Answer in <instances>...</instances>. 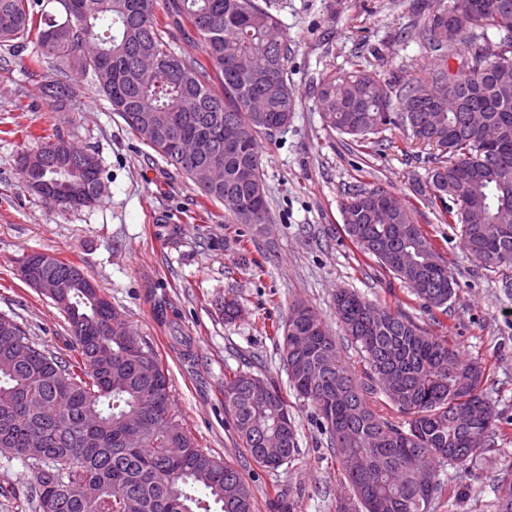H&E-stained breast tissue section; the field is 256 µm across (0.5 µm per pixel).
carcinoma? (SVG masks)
Masks as SVG:
<instances>
[{
    "instance_id": "cac0c4a2",
    "label": "carcinoma",
    "mask_w": 512,
    "mask_h": 512,
    "mask_svg": "<svg viewBox=\"0 0 512 512\" xmlns=\"http://www.w3.org/2000/svg\"><path fill=\"white\" fill-rule=\"evenodd\" d=\"M419 26L420 43L438 61L427 76L385 82L361 62L323 77L316 88L326 126L355 141L390 124H401L412 140L431 144L430 128L441 117L447 140L443 169L454 185L459 209H447L448 223L462 224V249L489 270L512 267V225L496 223L501 207L512 206V69L474 85L475 75L505 54L512 58V0H448ZM70 9L61 18L43 0H0V49L14 51L36 38L39 65L61 76L74 70L93 81L125 125L138 115L160 135L175 129L206 144L201 160L224 169V185L201 190L224 205L234 224L256 223V211L270 219L258 139L288 126L297 95L288 79V41L277 52L267 36L279 30L270 0H163V13L203 43L204 58L173 52L163 40L157 0H58ZM461 55L472 75L448 102V58ZM251 59L240 73L233 65ZM51 99L70 98L73 87L52 81L41 87ZM480 109L495 128L492 148L470 111ZM245 129L240 145L224 147V120ZM20 153L32 163L19 174L48 181L54 202L71 207L94 196L95 179L71 166L85 150L62 138L29 135ZM148 146L188 178L193 163L166 157L161 140ZM343 229L360 251L406 284L427 309L448 310L456 282L411 209L387 190L354 185L341 203ZM59 277L55 305L68 323L66 359L30 341L26 326L0 313V455L35 471L30 498L36 512L52 500L54 512H254L251 485L232 464L198 448L173 412L169 381L149 346L117 319L111 301L98 299L82 267L60 258L37 269ZM336 315L365 363L357 378L340 360L336 336L317 311L296 303L283 328H275L288 382L311 402L331 447L338 448L341 475L351 494L340 512H430L446 490L440 467L463 462L487 445L492 421L472 418L483 393V366L466 359L448 340L423 330L400 310L340 289ZM297 336L312 344L300 347ZM159 393L152 411L142 408ZM224 409L244 450L270 467L263 436L282 439L277 452L288 464L299 454L296 421L288 400L261 375L238 370L224 377ZM384 396L406 417L396 423L376 413L370 401ZM143 436L127 447L121 437L133 425ZM432 489L418 494L423 481Z\"/></svg>"
}]
</instances>
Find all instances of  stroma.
<instances>
[{
  "label": "stroma",
  "instance_id": "obj_1",
  "mask_svg": "<svg viewBox=\"0 0 512 512\" xmlns=\"http://www.w3.org/2000/svg\"><path fill=\"white\" fill-rule=\"evenodd\" d=\"M409 0H271L291 48L288 77L298 105L288 127L261 137L270 222L229 223L220 203L164 162L113 114L79 75L75 98L48 102L35 94L55 78L36 65L34 46L0 49V312L23 323L30 340L69 352L65 316L51 299L17 276L26 255L45 252L77 262L109 296L120 319L150 345L170 380L176 414L201 448L236 466L250 483L255 512H338L348 489L335 449L315 423L313 407L288 385L273 339L294 302L312 306L332 332L355 375L364 363L340 335L334 298L348 288L401 309L426 331L447 337L486 368L493 443L442 468L449 495L431 512H496L512 486V269L491 273L461 247V227L444 215L451 197L434 199L427 176L438 151L412 142L402 127L360 146L327 128L314 89L354 58L383 79L423 77L429 64ZM57 134L95 148L106 185L100 202L46 209L22 182L16 165L28 133ZM380 185L414 210L457 281L447 310H426L404 283L363 255L343 230L341 203L349 187ZM239 299L225 322L220 303ZM162 300L177 308L187 346L155 316ZM262 374L287 395L298 426L299 454L270 471L242 448L224 412V377Z\"/></svg>",
  "mask_w": 512,
  "mask_h": 512
}]
</instances>
